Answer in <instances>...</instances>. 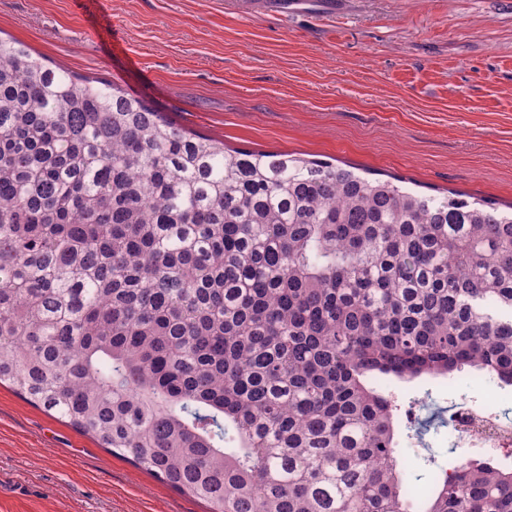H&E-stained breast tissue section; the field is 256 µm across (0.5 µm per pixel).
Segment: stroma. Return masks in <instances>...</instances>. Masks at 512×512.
I'll use <instances>...</instances> for the list:
<instances>
[{
	"instance_id": "1",
	"label": "stroma",
	"mask_w": 512,
	"mask_h": 512,
	"mask_svg": "<svg viewBox=\"0 0 512 512\" xmlns=\"http://www.w3.org/2000/svg\"><path fill=\"white\" fill-rule=\"evenodd\" d=\"M0 39L153 102L228 149L297 153L512 206V0H0ZM410 481L463 450L448 421L485 383L381 381ZM0 512H209L0 386ZM283 0H236L235 6L239 11V14L250 16L259 10L283 12L285 10L297 9V3H283L278 2Z\"/></svg>"
}]
</instances>
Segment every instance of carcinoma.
I'll return each instance as SVG.
<instances>
[{
	"label": "carcinoma",
	"instance_id": "1",
	"mask_svg": "<svg viewBox=\"0 0 512 512\" xmlns=\"http://www.w3.org/2000/svg\"><path fill=\"white\" fill-rule=\"evenodd\" d=\"M464 371L512 386L496 201L227 150L0 39V385L211 512H412L368 382ZM421 499L512 512V466Z\"/></svg>",
	"mask_w": 512,
	"mask_h": 512
}]
</instances>
